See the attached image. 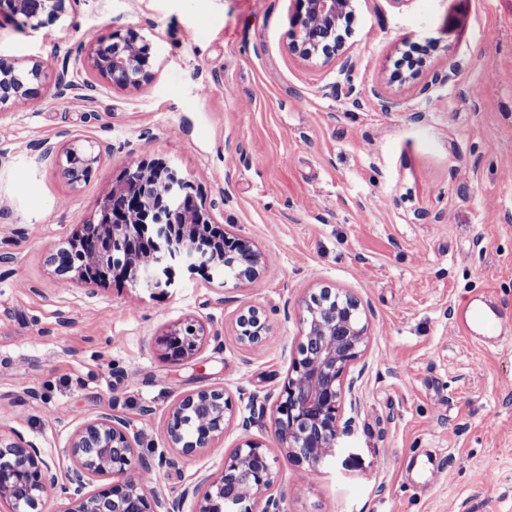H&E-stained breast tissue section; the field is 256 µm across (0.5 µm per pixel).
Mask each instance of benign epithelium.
<instances>
[{
  "label": "benign epithelium",
  "mask_w": 512,
  "mask_h": 512,
  "mask_svg": "<svg viewBox=\"0 0 512 512\" xmlns=\"http://www.w3.org/2000/svg\"><path fill=\"white\" fill-rule=\"evenodd\" d=\"M291 15L292 42L289 50L303 60L320 58L328 63L344 59L345 80L336 84V95L358 102L357 88L351 79L354 64L344 42L334 40L336 26L354 9L356 0H295ZM27 0H0V23L8 21L20 28L37 31L39 17L25 19ZM110 36H100L84 49L88 71L96 78L111 81L110 72L123 73L120 87L137 88L149 79L145 66L133 56L99 58ZM158 174L160 201L146 210L142 234L168 235L165 211L182 206L187 197H196L197 187L179 169L164 159L151 162ZM190 223L180 239L170 240L157 260L152 282L145 285L139 276L127 271L125 277L133 288H162L177 267L195 273L206 255L190 241ZM224 260L240 284L258 278L266 263L265 255L245 237L225 233ZM336 305L320 311L327 300L312 295L303 303V339L292 371L276 400L275 435L288 460L304 470H313L335 451L343 430L340 421L344 384L354 388L356 378L346 379L348 369L362 355L368 340V326L361 320L360 301L349 293L334 297ZM191 343L181 338L183 327H176L157 339L163 357L179 362L195 354L206 337L205 326L191 321ZM238 339L248 345L260 343L268 321L252 308L237 321ZM205 409L209 425L193 441L183 436L186 417ZM234 414V402L222 388L201 389L182 397L171 409L166 423L168 447L180 458L192 457L213 446L224 435V426ZM138 433L117 414H105L84 424L74 435L66 453L72 465L59 481L41 457L40 449L18 437L0 438V504L8 512H47L52 500L61 502L57 512H181L184 499L196 501V512H215L221 503L235 499L228 512H285L284 495L276 489L277 474L264 445L246 439L224 458L218 474L204 475L187 486L178 499H167L148 490L139 477L129 474L137 453ZM102 477L112 481L96 488Z\"/></svg>",
  "instance_id": "benign-epithelium-1"
}]
</instances>
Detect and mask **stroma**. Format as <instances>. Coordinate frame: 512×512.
<instances>
[{"label": "stroma", "mask_w": 512, "mask_h": 512, "mask_svg": "<svg viewBox=\"0 0 512 512\" xmlns=\"http://www.w3.org/2000/svg\"><path fill=\"white\" fill-rule=\"evenodd\" d=\"M294 7L70 0L39 31L0 26V57L42 68L34 93L0 105V435H22L61 474L74 432L116 413L154 462L168 451L171 406L221 387L236 418L213 448L154 470L167 496L220 472L251 438L267 449L286 512H512V340L484 348L455 324L458 309L488 300L512 325V0H358L354 83L379 90L386 109L336 96L340 62L289 52ZM109 31L152 45L150 83L92 78L80 50ZM428 38L431 68L447 79L424 88L393 63ZM64 81L80 91L59 96ZM73 142L101 153L74 185L43 154ZM157 158L268 254L256 281L180 273L158 292L56 272L51 256L129 162ZM323 288L362 300L371 338L355 423L301 482L264 397L287 382L301 302ZM251 308L268 330L249 347L236 321ZM190 320L208 340L166 361L157 338ZM418 449L440 453L426 487L414 480Z\"/></svg>", "instance_id": "35a3bbf8"}]
</instances>
